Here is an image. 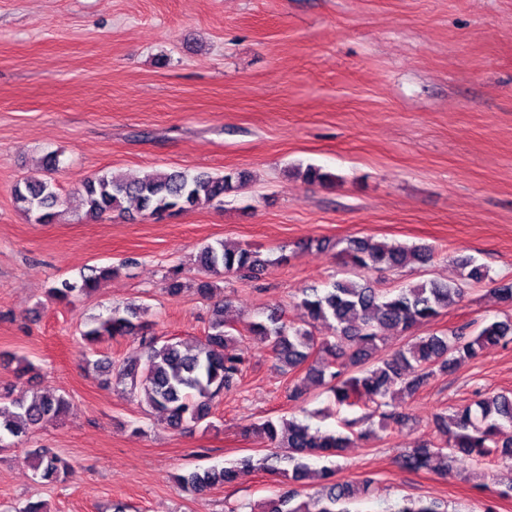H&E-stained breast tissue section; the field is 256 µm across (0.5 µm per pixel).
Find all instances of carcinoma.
Returning a JSON list of instances; mask_svg holds the SVG:
<instances>
[{"instance_id":"1","label":"carcinoma","mask_w":512,"mask_h":512,"mask_svg":"<svg viewBox=\"0 0 512 512\" xmlns=\"http://www.w3.org/2000/svg\"><path fill=\"white\" fill-rule=\"evenodd\" d=\"M308 183L328 185L336 176L308 166L297 170ZM246 175L206 171L191 173L172 170L148 174L137 179H118L106 175L88 179L81 186L86 218L98 221L119 210L125 201L132 202L138 212L154 217L161 213L191 211L224 203V197L244 186ZM13 200L22 211L32 214L40 224H52L61 215L64 200L54 184L39 178H27L12 189ZM343 265L351 277L334 281L323 290H302L299 307L304 310L303 325L296 326L273 311L266 320L253 322L248 331L268 344L275 359L293 370L312 356L322 359L320 367L309 366L304 380L327 389L336 408L359 407L372 403L379 410L382 427L400 426L404 414L393 403L395 395H415L437 373H445L456 363L471 359L490 346L512 343V319L495 320L484 325L475 335L463 330L449 334H431L405 343L382 358H375L384 342L383 332L395 329L408 333L436 319L448 307L461 301L465 284L488 278L482 265L468 258L460 260V281L439 283L426 281L414 286L383 291L363 278L368 272L382 273L412 264L425 265L433 257L428 247H407L371 238L353 239L339 251ZM202 272L210 276L256 273L268 265L261 254L242 246L224 242L207 244L198 255ZM117 272L114 267L87 268L81 283L64 279L49 289L61 303L69 304L78 294L95 291L100 283ZM140 307L115 308L105 318L98 317L85 325L81 339L91 347L105 339L131 337L144 350L143 360L116 364L97 361L95 367L115 381L123 390L143 394L145 404L165 414L173 429L189 424L209 427L215 402L224 392L237 386L244 370L240 354L226 352L235 340L234 327L224 319V305L217 306L204 339L192 346L158 336L151 324L143 320ZM335 322L333 339L314 334L319 323ZM477 410L459 407L452 413L435 417L442 440L437 445L419 444L399 455L400 465L411 472L437 470L448 472L450 448L467 456L489 457L512 461V438H501L505 425L512 426V394H481L475 402ZM70 408L62 395H40L26 400L0 391V441L8 435L19 438L29 428L53 422ZM357 418L343 420L347 433L311 430L295 420H262L255 430L263 434L270 453L260 459L244 457L230 466L197 468L178 477L182 487L195 494L211 488L238 482L255 470L279 475L285 484L302 485L311 473L304 458L330 454L350 447L351 435L363 439L367 431L355 432ZM31 467L36 476L56 481L67 471V464L54 451L42 448L34 453ZM335 471L324 469L327 483L319 498V512H352L353 485L333 479ZM296 491H287L267 501L262 512H307L306 504H293ZM393 512H447L436 501L407 497Z\"/></svg>"}]
</instances>
